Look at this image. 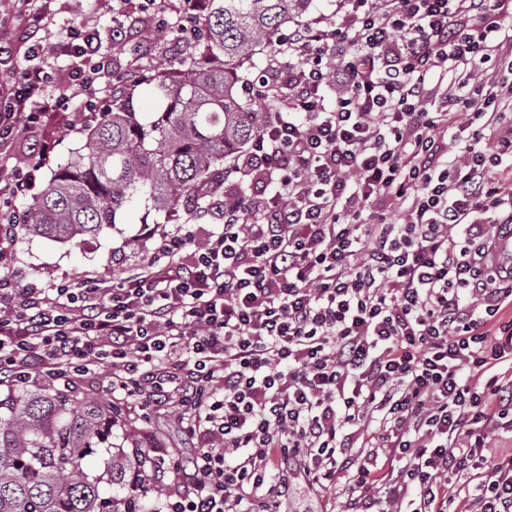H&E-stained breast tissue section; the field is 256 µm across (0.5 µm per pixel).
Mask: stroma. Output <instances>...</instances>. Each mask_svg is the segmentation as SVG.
Segmentation results:
<instances>
[{"label":"stroma","instance_id":"35a3bbf8","mask_svg":"<svg viewBox=\"0 0 512 512\" xmlns=\"http://www.w3.org/2000/svg\"><path fill=\"white\" fill-rule=\"evenodd\" d=\"M51 8L57 21L79 15L99 30L104 49L112 57V75L116 78L124 76L132 66L141 76L164 72L175 68L180 60L194 52L193 38L173 26L147 30L138 40L114 45L110 39L112 0H53ZM73 118L70 111L52 115L33 141L23 140L0 150V163L14 164L32 142L52 146L51 165L65 162L85 139L82 132L70 130ZM166 229V224L158 222L156 215L146 214L143 206L138 205L129 209L119 218L114 230L86 251L22 230L18 233L17 244L19 268L23 273L40 275L46 282L77 283L84 276H95L102 287L108 288L157 261L155 245Z\"/></svg>","mask_w":512,"mask_h":512}]
</instances>
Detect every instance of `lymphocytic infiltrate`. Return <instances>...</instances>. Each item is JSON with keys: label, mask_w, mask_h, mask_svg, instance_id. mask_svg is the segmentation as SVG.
Returning <instances> with one entry per match:
<instances>
[{"label": "lymphocytic infiltrate", "mask_w": 512, "mask_h": 512, "mask_svg": "<svg viewBox=\"0 0 512 512\" xmlns=\"http://www.w3.org/2000/svg\"><path fill=\"white\" fill-rule=\"evenodd\" d=\"M35 2L12 0L28 31L0 35V145L75 99L91 120L112 78L98 30ZM112 12L117 43L143 17L200 18ZM511 71L512 0H381L293 28L250 89L262 130L224 170L278 190L215 199L220 231L177 225L165 265L109 288L19 278L15 202L50 158L32 147L0 167V376L73 389L106 363L121 400L176 408L192 452L159 512H283L300 485L341 512H512V453L479 471L512 433V274L492 263L512 233Z\"/></svg>", "instance_id": "f902f5d3"}]
</instances>
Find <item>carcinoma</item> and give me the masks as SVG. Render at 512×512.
<instances>
[{"mask_svg":"<svg viewBox=\"0 0 512 512\" xmlns=\"http://www.w3.org/2000/svg\"><path fill=\"white\" fill-rule=\"evenodd\" d=\"M314 0H209L204 65L147 84L154 111L136 108V89L86 130L83 145L52 170L29 206L26 230L85 248L137 203L168 214L181 200L207 207L224 161L253 141L263 119L237 93L238 73L288 24L307 21ZM0 386V512H142L159 494L143 477L161 462L133 419L93 396L18 379ZM104 458V470L88 462Z\"/></svg>","mask_w":512,"mask_h":512,"instance_id":"carcinoma-1","label":"carcinoma"}]
</instances>
